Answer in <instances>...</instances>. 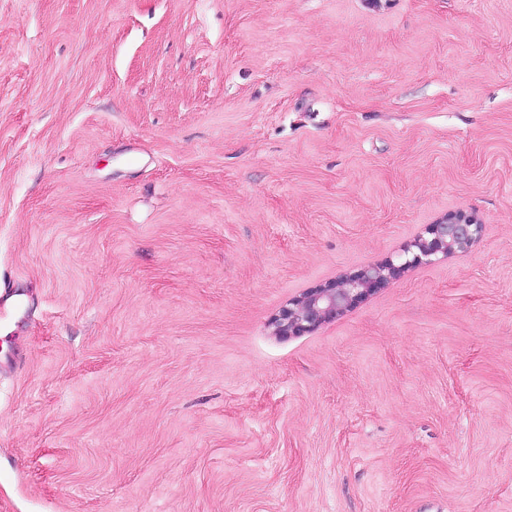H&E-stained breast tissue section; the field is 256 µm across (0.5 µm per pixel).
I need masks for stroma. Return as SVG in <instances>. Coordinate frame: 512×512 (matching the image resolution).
I'll use <instances>...</instances> for the list:
<instances>
[{"label":"stroma","instance_id":"stroma-1","mask_svg":"<svg viewBox=\"0 0 512 512\" xmlns=\"http://www.w3.org/2000/svg\"><path fill=\"white\" fill-rule=\"evenodd\" d=\"M6 298L0 512H512V0H0ZM481 224L463 213H452L426 227L399 257L404 262L366 266L339 281L321 284L288 302L271 322L276 336H300L348 311L366 296L384 287L404 269L432 262L439 254L448 256L470 247L481 232Z\"/></svg>","mask_w":512,"mask_h":512}]
</instances>
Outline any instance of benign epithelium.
I'll use <instances>...</instances> for the list:
<instances>
[{
	"label": "benign epithelium",
	"instance_id": "obj_1",
	"mask_svg": "<svg viewBox=\"0 0 512 512\" xmlns=\"http://www.w3.org/2000/svg\"><path fill=\"white\" fill-rule=\"evenodd\" d=\"M482 225L463 213H452L426 227L403 250L404 262L389 260L366 266L339 281L321 284L288 302L271 322L273 333L280 337L310 333L320 325L348 311L366 296L384 287L404 269L427 264L432 258L461 252L479 237Z\"/></svg>",
	"mask_w": 512,
	"mask_h": 512
}]
</instances>
